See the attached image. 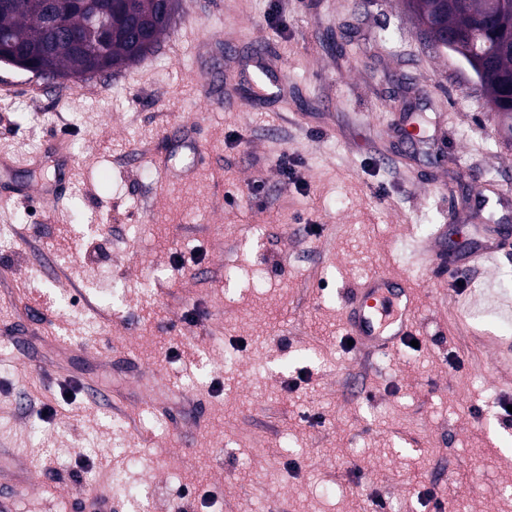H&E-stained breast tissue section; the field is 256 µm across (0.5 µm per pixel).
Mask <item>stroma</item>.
I'll use <instances>...</instances> for the list:
<instances>
[{"instance_id":"stroma-1","label":"stroma","mask_w":512,"mask_h":512,"mask_svg":"<svg viewBox=\"0 0 512 512\" xmlns=\"http://www.w3.org/2000/svg\"><path fill=\"white\" fill-rule=\"evenodd\" d=\"M257 45L285 76L261 100ZM497 127L406 0H179L154 51L109 73L0 63V494L26 485L19 512L93 494L135 512L130 486L146 512L182 490L186 512H432L430 490L512 512V244L458 281L418 259L512 225V204H477L512 188ZM377 271L411 276L417 347L348 345L341 300ZM129 350L155 380L114 363Z\"/></svg>"}]
</instances>
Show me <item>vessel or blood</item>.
Instances as JSON below:
<instances>
[{"mask_svg": "<svg viewBox=\"0 0 512 512\" xmlns=\"http://www.w3.org/2000/svg\"><path fill=\"white\" fill-rule=\"evenodd\" d=\"M249 64V84L256 97L280 93L283 78L265 65L262 53L252 55ZM511 241L512 229L499 227L490 230L483 242L472 250L448 255L426 245L421 253L437 269L460 273L494 258L497 251ZM343 312L349 335L363 350L392 352L417 333L415 294L407 280L387 273H373L352 288L345 298Z\"/></svg>", "mask_w": 512, "mask_h": 512, "instance_id": "b4317fda", "label": "vessel or blood"}]
</instances>
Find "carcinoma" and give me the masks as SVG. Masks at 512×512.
I'll return each instance as SVG.
<instances>
[{"label": "carcinoma", "mask_w": 512, "mask_h": 512, "mask_svg": "<svg viewBox=\"0 0 512 512\" xmlns=\"http://www.w3.org/2000/svg\"><path fill=\"white\" fill-rule=\"evenodd\" d=\"M85 0H68V27L72 36L50 27L38 11L0 8V30L8 39H0V59L21 57L32 64L46 61L51 49V64L56 71L84 72L96 68H118L139 61L154 51L140 42L138 28L128 22V13L152 29V43L159 42L167 26L157 19L158 0H112V39L95 40L90 31ZM411 11L427 14L443 23L448 35L460 47L456 57L467 66L471 59L481 61L478 77L491 111L512 118V0L507 7L494 10L492 0H407Z\"/></svg>", "instance_id": "obj_1"}]
</instances>
